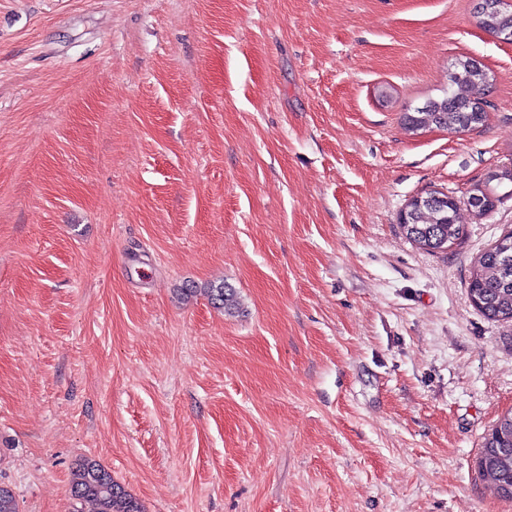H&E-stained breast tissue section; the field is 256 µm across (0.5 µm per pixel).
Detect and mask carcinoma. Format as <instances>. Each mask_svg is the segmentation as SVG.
Here are the masks:
<instances>
[{
  "label": "carcinoma",
  "instance_id": "carcinoma-1",
  "mask_svg": "<svg viewBox=\"0 0 512 512\" xmlns=\"http://www.w3.org/2000/svg\"><path fill=\"white\" fill-rule=\"evenodd\" d=\"M486 31L500 35L512 29V11L490 10L480 15ZM451 91L442 99H430L407 116L408 128L429 126L463 133L486 122L482 95L487 73L473 60H458L449 73ZM459 204L453 197L439 199L427 194L412 198L402 232L419 249L445 251L463 235L457 221ZM468 291L479 303L478 312L495 322H512V232L503 235L475 259ZM211 302L231 311L237 308L235 289L224 284L208 288ZM482 476L499 494L512 498V411L502 415L485 437L479 453ZM72 512H83L90 503L95 512H145L141 501L114 479L112 472L94 460L78 465L71 483Z\"/></svg>",
  "mask_w": 512,
  "mask_h": 512
}]
</instances>
